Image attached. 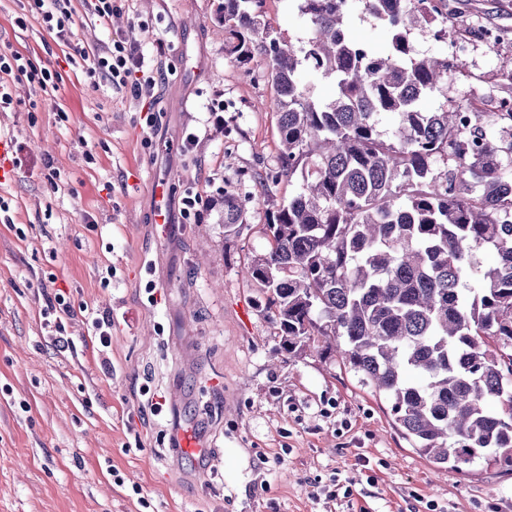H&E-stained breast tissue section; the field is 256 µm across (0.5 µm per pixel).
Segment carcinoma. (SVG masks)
Listing matches in <instances>:
<instances>
[{
  "label": "carcinoma",
  "instance_id": "1",
  "mask_svg": "<svg viewBox=\"0 0 512 512\" xmlns=\"http://www.w3.org/2000/svg\"><path fill=\"white\" fill-rule=\"evenodd\" d=\"M296 2L311 29L302 47L270 31L265 0L217 9L231 52L262 57L277 93L271 181L299 182L244 274L274 310L281 352L339 357L433 461L512 471V99L497 112L423 107L465 75L411 38L422 26L441 42L461 35L448 0H361L391 31L383 52L346 33L353 0ZM301 69L334 97L314 98ZM218 204L234 231L239 203Z\"/></svg>",
  "mask_w": 512,
  "mask_h": 512
}]
</instances>
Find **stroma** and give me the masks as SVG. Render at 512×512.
<instances>
[{
  "label": "stroma",
  "instance_id": "35a3bbf8",
  "mask_svg": "<svg viewBox=\"0 0 512 512\" xmlns=\"http://www.w3.org/2000/svg\"><path fill=\"white\" fill-rule=\"evenodd\" d=\"M218 2L123 0L103 27L71 0L63 43L40 16L18 27V0H0V46L62 74L53 96L0 79L14 98L0 138L23 160L0 158V512H512L511 472L441 470L338 359L280 352L242 269L268 244L269 212L299 185L259 186L279 154L275 91L262 58L241 64L225 48ZM449 2L458 27L484 35L468 47L466 78L424 106L470 98L492 111L512 97V0ZM264 11L275 31L307 42L294 0H265ZM119 36L161 69L153 96L63 62ZM157 182L169 191L164 227ZM226 193L243 210L235 233L217 208L182 218L183 197ZM58 290L70 304L63 349L42 316ZM102 313L112 318L104 353L91 330ZM188 434L202 452L172 451L171 438Z\"/></svg>",
  "mask_w": 512,
  "mask_h": 512
}]
</instances>
